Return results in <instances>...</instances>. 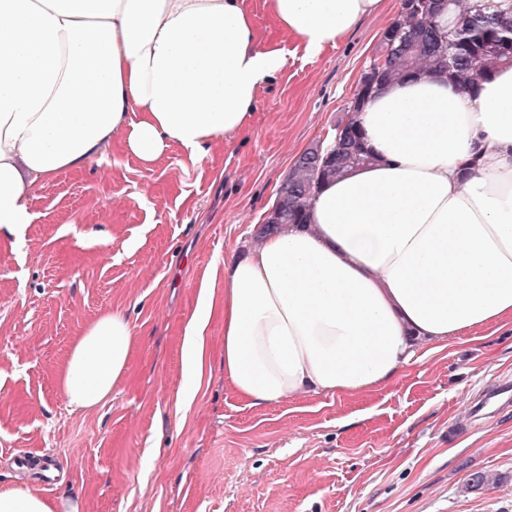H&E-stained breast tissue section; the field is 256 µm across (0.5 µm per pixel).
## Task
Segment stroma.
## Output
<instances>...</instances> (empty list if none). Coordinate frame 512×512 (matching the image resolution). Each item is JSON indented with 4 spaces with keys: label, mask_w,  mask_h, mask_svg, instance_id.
<instances>
[{
    "label": "stroma",
    "mask_w": 512,
    "mask_h": 512,
    "mask_svg": "<svg viewBox=\"0 0 512 512\" xmlns=\"http://www.w3.org/2000/svg\"><path fill=\"white\" fill-rule=\"evenodd\" d=\"M260 43L288 65L241 136L202 162L171 145L152 166L113 143L103 159L38 185L31 223L0 229V487L58 512H512V406L470 421L471 401L512 378V324L422 349L362 398L306 393L250 404L224 380V315L204 335L184 405L182 346L201 287L224 299V258L246 253L296 156L333 133L379 35L383 0L337 46L308 56L266 0H247ZM106 310L135 329L126 375L73 409L60 372ZM48 455L55 482L14 454ZM489 476L473 486V474Z\"/></svg>",
    "instance_id": "1"
}]
</instances>
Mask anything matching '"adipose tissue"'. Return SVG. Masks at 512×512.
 <instances>
[{
	"label": "adipose tissue",
	"instance_id": "1",
	"mask_svg": "<svg viewBox=\"0 0 512 512\" xmlns=\"http://www.w3.org/2000/svg\"><path fill=\"white\" fill-rule=\"evenodd\" d=\"M307 55L382 0H268ZM287 65L246 0H0V227L30 223L32 188L113 142L149 163L192 160L246 129ZM373 164L324 184L307 223L224 261V379L242 399L358 396L424 347L512 322V67L462 90L424 73L356 115ZM203 296L183 342V404L205 361ZM135 331L105 311L61 374L88 408L126 372Z\"/></svg>",
	"mask_w": 512,
	"mask_h": 512
}]
</instances>
